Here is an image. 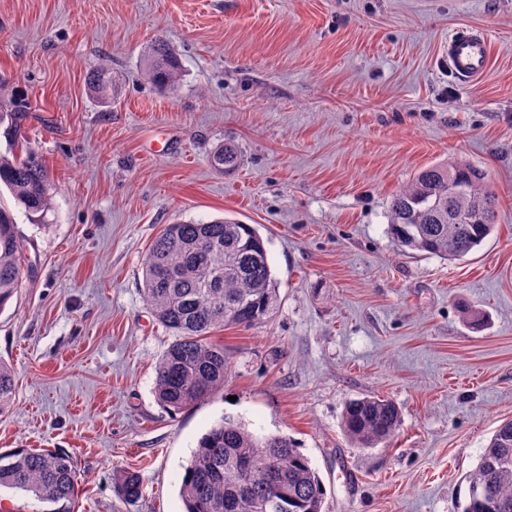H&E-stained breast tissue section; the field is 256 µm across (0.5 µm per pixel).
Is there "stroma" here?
<instances>
[{
	"instance_id": "1",
	"label": "stroma",
	"mask_w": 512,
	"mask_h": 512,
	"mask_svg": "<svg viewBox=\"0 0 512 512\" xmlns=\"http://www.w3.org/2000/svg\"><path fill=\"white\" fill-rule=\"evenodd\" d=\"M486 31L474 84L451 78L449 33ZM179 84L153 85L156 38ZM110 69L103 107L89 73ZM48 170L44 223L15 210L30 274L0 311L15 391L0 448L78 465L72 512H183L199 439L231 417L296 442L324 512H461L495 428L512 419V0H0V113ZM238 144L223 173L210 155ZM451 158L485 170L497 230L452 263L402 250L392 195ZM256 225L277 279L272 318L214 331L222 390L170 413L155 366L171 341L141 295L162 229ZM481 312L472 329L463 308ZM391 398L387 443L352 447L349 400ZM142 479L138 501L117 476ZM144 71L160 88L171 89L180 81V66L175 53L163 40H155L144 55Z\"/></svg>"
}]
</instances>
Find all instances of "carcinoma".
<instances>
[{"instance_id": "carcinoma-1", "label": "carcinoma", "mask_w": 512, "mask_h": 512, "mask_svg": "<svg viewBox=\"0 0 512 512\" xmlns=\"http://www.w3.org/2000/svg\"><path fill=\"white\" fill-rule=\"evenodd\" d=\"M144 71L160 88L180 81V66L169 45L158 39L144 55ZM91 91L112 99V72L89 76ZM232 144L216 148L211 164L230 171L240 164ZM461 193L448 199V182ZM0 186L14 206L0 201V310L22 286L25 256L15 230L13 208L43 222L52 208L48 176L32 153L9 158L0 153ZM497 198L485 172L466 160H450L419 170L392 195L388 231L408 251L448 261L467 256L491 234ZM141 292L155 321L172 341L155 367L154 395L173 412L184 410L224 387V345L211 340L221 327L252 328L268 321L278 305V289L267 249L257 229L228 219L168 224L149 246L142 263ZM15 372L0 361V412L10 407ZM401 425L399 407L389 398L368 395L350 401L344 430L356 448H373ZM67 507L78 490L71 455L61 450L12 448L0 452V488ZM123 498L135 501L142 480L135 472L118 478ZM288 491V512H322L323 485L294 442L285 436H258L224 418L199 440L180 486L184 512H280L278 491ZM512 512V419L494 430L469 476L463 512Z\"/></svg>"}]
</instances>
